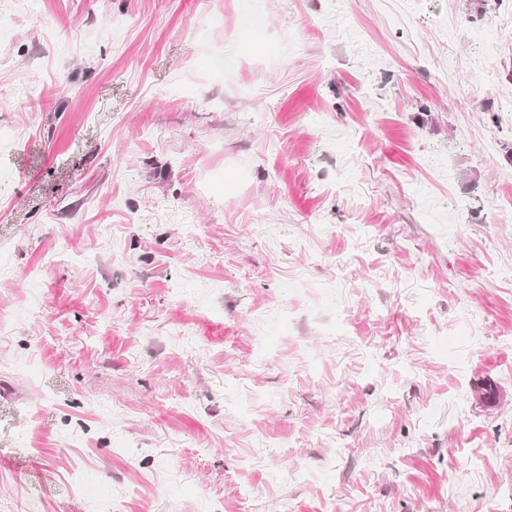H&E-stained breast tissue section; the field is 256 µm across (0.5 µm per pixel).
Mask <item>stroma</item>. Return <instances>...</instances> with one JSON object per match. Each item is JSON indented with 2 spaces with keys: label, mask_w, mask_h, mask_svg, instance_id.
I'll return each mask as SVG.
<instances>
[{
  "label": "stroma",
  "mask_w": 512,
  "mask_h": 512,
  "mask_svg": "<svg viewBox=\"0 0 512 512\" xmlns=\"http://www.w3.org/2000/svg\"><path fill=\"white\" fill-rule=\"evenodd\" d=\"M510 101L512 0H0V512H512Z\"/></svg>",
  "instance_id": "1"
}]
</instances>
